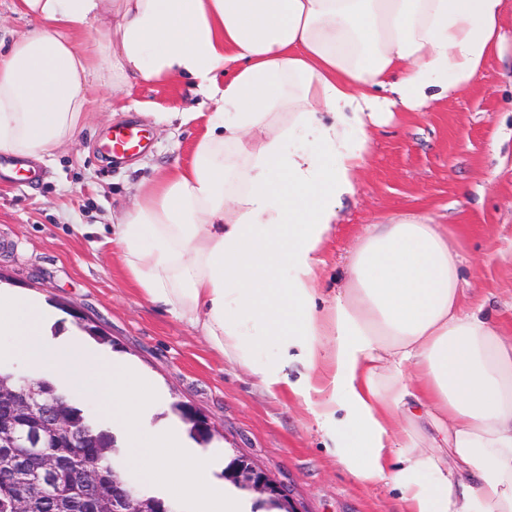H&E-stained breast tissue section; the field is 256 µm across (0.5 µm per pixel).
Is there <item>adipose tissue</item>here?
Instances as JSON below:
<instances>
[{
	"label": "adipose tissue",
	"mask_w": 512,
	"mask_h": 512,
	"mask_svg": "<svg viewBox=\"0 0 512 512\" xmlns=\"http://www.w3.org/2000/svg\"><path fill=\"white\" fill-rule=\"evenodd\" d=\"M503 3L16 0L31 25L0 50V152L38 159L73 140L94 88L196 81L214 110L191 161L114 232L136 287L267 391L302 400L325 434L345 411L335 458L389 479L401 512H512V336L464 311L442 225H373L344 287L328 300L319 288L374 114L425 112L475 83ZM263 347L274 357L257 359ZM416 406L442 446L394 432Z\"/></svg>",
	"instance_id": "adipose-tissue-1"
}]
</instances>
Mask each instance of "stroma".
<instances>
[{"label":"stroma","mask_w":512,"mask_h":512,"mask_svg":"<svg viewBox=\"0 0 512 512\" xmlns=\"http://www.w3.org/2000/svg\"><path fill=\"white\" fill-rule=\"evenodd\" d=\"M500 27L503 47L473 86L429 112H397L371 126V151L322 252L324 298L343 287L368 225L426 213L462 256L465 309L483 308L512 332V0ZM95 99V118L72 141L34 162L30 175L0 178V285L48 303L54 332L96 327L107 351L144 371L159 392L150 426L176 421V402L205 416L215 431L206 453L216 485L225 459L241 455L296 512H399L392 484L361 482L336 463L303 403L269 393L187 321L149 303L111 243L113 219L133 208L140 186L191 159L205 122L180 124L177 112L209 113L212 103L186 81L103 87ZM126 124L138 127L143 149L105 160L103 137Z\"/></svg>","instance_id":"stroma-1"}]
</instances>
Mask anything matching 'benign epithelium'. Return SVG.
Segmentation results:
<instances>
[{
  "label": "benign epithelium",
  "instance_id": "1",
  "mask_svg": "<svg viewBox=\"0 0 512 512\" xmlns=\"http://www.w3.org/2000/svg\"><path fill=\"white\" fill-rule=\"evenodd\" d=\"M13 383L0 378V394L9 393V411L0 416V467L11 466L19 460L18 449L32 444L67 443L75 438L73 422L61 409L59 400L47 394L40 382L25 376L10 374ZM229 479L243 491L259 498H271L279 503L282 512H295L281 488L248 458L236 456L229 470ZM100 471L96 466H83L75 475L78 486L99 483ZM120 503L112 512H144V491L128 478L112 491Z\"/></svg>",
  "mask_w": 512,
  "mask_h": 512
}]
</instances>
